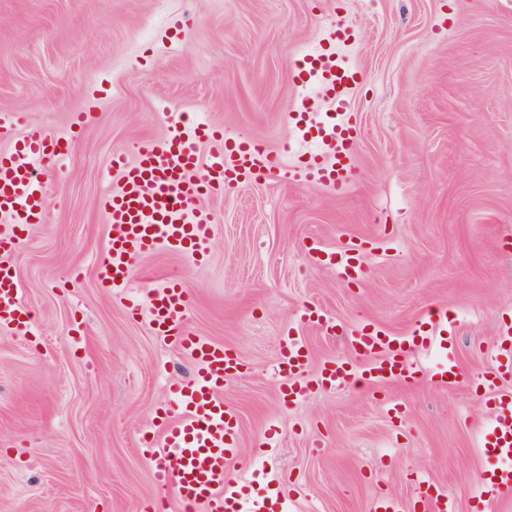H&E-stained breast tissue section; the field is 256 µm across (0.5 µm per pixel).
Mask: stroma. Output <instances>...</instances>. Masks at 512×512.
Returning a JSON list of instances; mask_svg holds the SVG:
<instances>
[{"instance_id": "35a3bbf8", "label": "stroma", "mask_w": 512, "mask_h": 512, "mask_svg": "<svg viewBox=\"0 0 512 512\" xmlns=\"http://www.w3.org/2000/svg\"><path fill=\"white\" fill-rule=\"evenodd\" d=\"M338 23L356 39L336 52L361 74L348 189L301 176L240 185L208 203L206 260L146 256L131 287L179 273L192 331L239 357L224 387L235 475L274 482L288 512H369L382 494L409 506L423 478L458 512H512L479 498L484 374L512 324V0H0V112L51 133L88 104L98 113L51 173L42 223L8 256L34 326L0 328V512H152L139 430L195 365L97 284L109 162L200 113L271 150L310 152L285 117L292 64ZM313 240L362 242L367 276L315 266ZM307 305L395 334L447 307L458 376L437 383L440 357L420 349L408 355L417 380L316 386L285 405L272 367Z\"/></svg>"}]
</instances>
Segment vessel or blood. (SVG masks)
<instances>
[{
	"mask_svg": "<svg viewBox=\"0 0 512 512\" xmlns=\"http://www.w3.org/2000/svg\"><path fill=\"white\" fill-rule=\"evenodd\" d=\"M299 87L314 84L332 105L331 111L315 112L298 99L288 111L297 134L316 144L306 160L292 164L291 145L268 151L265 144L224 133L207 123L174 127L160 141L136 147L135 158L116 153L112 167L119 173L116 186L103 194L97 207L112 234L104 258L97 266L100 288L120 300L130 318L147 316L153 331L188 355L197 370L192 380L173 382L169 400L141 432V444L153 465L157 486L172 497L181 512H285L279 491L272 486L254 488L236 481L232 469L240 458L238 420L224 403V385L241 370L238 359L223 346L191 334L187 329L189 298L177 275L146 294H128L136 261L161 249L179 253L193 262L202 261L210 249L215 219L206 210L205 197L223 194L249 179L303 175L332 188L343 187L352 177V158L360 136L357 124L346 117L347 103L360 75L335 51L323 48L302 56L294 65ZM21 131L14 149L0 153V250L11 249L26 239L40 223L47 193L50 165L71 152L72 135H52L40 128H21L15 112L0 113V134ZM314 265L336 267L347 281L367 272L356 244L330 251L320 242L306 246ZM299 321L328 333H339L347 347L369 359L367 369H355L349 360L324 362L316 378H309L310 349L301 336L286 332L280 340L276 371L286 404L304 397L311 384L339 386L361 381L370 386L416 379L408 351L434 347L433 330L444 329L447 311H435L406 334L394 335L361 322L337 328L319 308L303 307ZM32 317L21 298L12 266L0 262V327L28 333ZM512 376V336L500 338L486 373L485 402L492 417L482 432L483 447L500 458L482 483L499 498L512 497V398L494 394L498 379ZM423 512H456V500L423 482L418 488Z\"/></svg>",
	"mask_w": 512,
	"mask_h": 512,
	"instance_id": "vessel-or-blood-1",
	"label": "vessel or blood"
}]
</instances>
